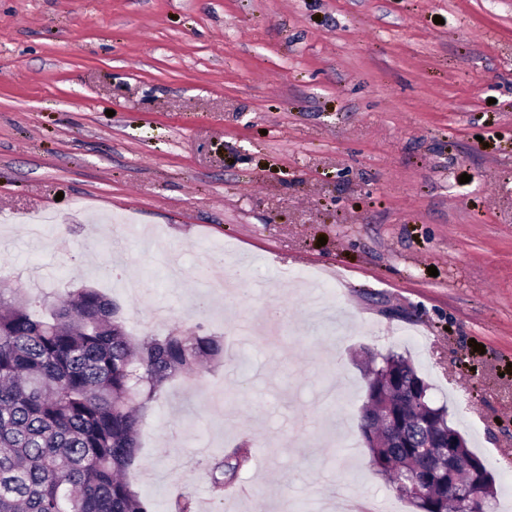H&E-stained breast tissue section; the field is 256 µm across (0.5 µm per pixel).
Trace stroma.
<instances>
[{
    "label": "stroma",
    "instance_id": "stroma-1",
    "mask_svg": "<svg viewBox=\"0 0 512 512\" xmlns=\"http://www.w3.org/2000/svg\"><path fill=\"white\" fill-rule=\"evenodd\" d=\"M0 280L223 337L141 413L155 512H415L359 430L390 351L512 512V0H0ZM250 441L235 445L231 451H223V456L210 471L209 479L212 489L218 496L223 495L224 488L232 485L240 472L250 463Z\"/></svg>",
    "mask_w": 512,
    "mask_h": 512
}]
</instances>
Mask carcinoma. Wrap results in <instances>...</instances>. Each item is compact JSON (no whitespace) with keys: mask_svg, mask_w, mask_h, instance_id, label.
<instances>
[{"mask_svg":"<svg viewBox=\"0 0 512 512\" xmlns=\"http://www.w3.org/2000/svg\"><path fill=\"white\" fill-rule=\"evenodd\" d=\"M118 308L95 288L57 294L32 311L21 288L0 289V512H154L124 479L138 455L140 411L178 375L198 373L203 360L224 357V340L174 332L134 343ZM398 374L405 393L374 397L409 420L414 385L423 381L401 354L380 356L370 375ZM379 447H369L389 481H406L404 457L386 447L387 432L375 426ZM248 441L235 445L210 471L217 495L250 463ZM459 469L457 497L440 491L427 512H458L470 494ZM168 512H196L179 493Z\"/></svg>","mask_w":512,"mask_h":512,"instance_id":"obj_1","label":"carcinoma"}]
</instances>
